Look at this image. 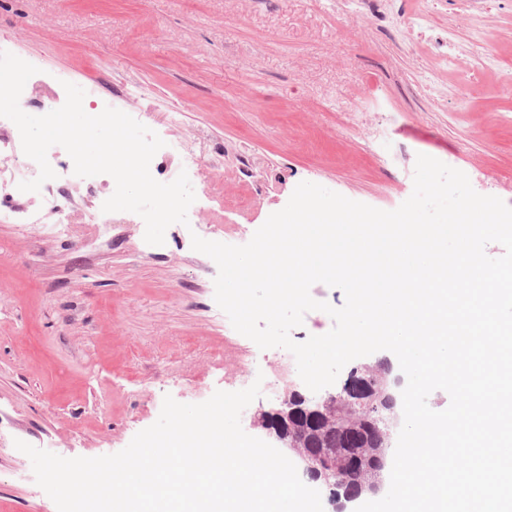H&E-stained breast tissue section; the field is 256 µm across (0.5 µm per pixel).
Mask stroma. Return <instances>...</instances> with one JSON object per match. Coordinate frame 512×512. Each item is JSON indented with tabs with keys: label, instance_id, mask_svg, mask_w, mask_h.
<instances>
[{
	"label": "stroma",
	"instance_id": "1",
	"mask_svg": "<svg viewBox=\"0 0 512 512\" xmlns=\"http://www.w3.org/2000/svg\"><path fill=\"white\" fill-rule=\"evenodd\" d=\"M417 25L400 31L402 18ZM0 35L22 55L148 113L166 142L154 177L182 153L218 179L192 205L217 240L254 234L312 182L392 211L416 157L464 172L512 206V0H0ZM456 49L441 64L437 42ZM180 112L169 126L171 112ZM85 178L70 235L0 222V512H57L16 441L70 457L117 453L158 419L165 396L197 404L244 373L248 339L215 302L218 267L174 224L145 242L135 213L85 223L112 195Z\"/></svg>",
	"mask_w": 512,
	"mask_h": 512
}]
</instances>
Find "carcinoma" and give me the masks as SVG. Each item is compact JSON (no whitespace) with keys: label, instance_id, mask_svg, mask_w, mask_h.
<instances>
[{"label":"carcinoma","instance_id":"1","mask_svg":"<svg viewBox=\"0 0 512 512\" xmlns=\"http://www.w3.org/2000/svg\"><path fill=\"white\" fill-rule=\"evenodd\" d=\"M370 387L363 389L362 396L371 403L379 398L386 373L377 363L365 367ZM360 406H350L337 400L316 411L306 406V411L288 422V441L294 448H314L321 453L328 467L340 477L356 483L370 481L378 468L382 437L364 422Z\"/></svg>","mask_w":512,"mask_h":512}]
</instances>
